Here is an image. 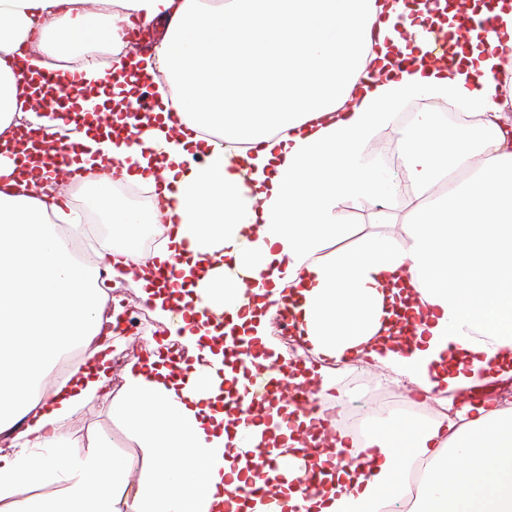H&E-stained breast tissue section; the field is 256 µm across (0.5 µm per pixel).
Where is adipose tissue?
<instances>
[{"instance_id": "ef3b65f1", "label": "adipose tissue", "mask_w": 512, "mask_h": 512, "mask_svg": "<svg viewBox=\"0 0 512 512\" xmlns=\"http://www.w3.org/2000/svg\"><path fill=\"white\" fill-rule=\"evenodd\" d=\"M0 0V133L25 116L26 131L64 126L36 112L23 83L49 59L87 57L62 69L82 89L112 86L113 102L132 89L124 78V27L166 21L147 77L162 73L151 128L138 142L115 141L99 114L73 133L71 165L108 174L81 183L112 237L75 260L61 225L79 228L82 211L63 209L45 168L0 152V512H280L249 508L242 488L272 479L299 512H512V405L464 404L453 415L400 417L369 431L363 447L341 441L317 458L304 451L311 418L245 423L224 412V395L248 378L223 363L213 338L250 341L265 363L273 342L263 307L297 300L299 336L319 358L365 362L392 381L453 393L512 376V119L503 112L499 55L464 45L447 63L408 66L429 50V14L414 0ZM123 15L114 20L110 8ZM38 46L32 55L30 46ZM107 68L92 63L98 52ZM116 81H109V73ZM420 97L452 102L466 118L444 128L419 113L399 129L407 177L420 202L408 244L344 237L337 208L346 199L388 201L398 191L371 166L364 145ZM243 149L226 155L224 142ZM145 182L168 205L152 254L135 244L154 210L131 206L117 186ZM174 265L168 294L136 266ZM138 289L170 323L171 338L148 342L146 361L127 367L113 421L152 449L147 470L103 449L80 453L59 426L109 380L111 354L97 338L107 297L100 273ZM178 347L193 372L174 374L159 354ZM74 367L51 393L41 385L65 351ZM362 457L364 468L324 469ZM321 471L305 493L304 467ZM52 497L23 496L51 477ZM133 498H122L129 483Z\"/></svg>"}]
</instances>
